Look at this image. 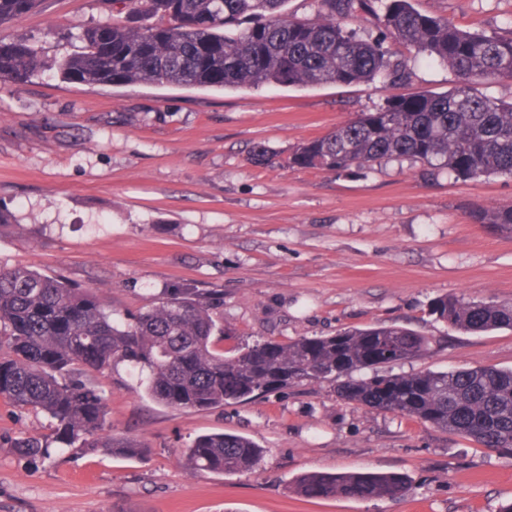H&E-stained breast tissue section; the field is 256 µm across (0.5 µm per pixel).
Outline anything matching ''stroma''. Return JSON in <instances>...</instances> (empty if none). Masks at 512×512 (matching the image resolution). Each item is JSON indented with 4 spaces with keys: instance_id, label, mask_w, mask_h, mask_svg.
<instances>
[{
    "instance_id": "1",
    "label": "stroma",
    "mask_w": 512,
    "mask_h": 512,
    "mask_svg": "<svg viewBox=\"0 0 512 512\" xmlns=\"http://www.w3.org/2000/svg\"><path fill=\"white\" fill-rule=\"evenodd\" d=\"M424 12L486 32L512 28V0H414ZM99 0H43L0 26L48 58L63 36L103 19ZM411 80L349 86L214 90L142 84L89 87L52 72L0 84V264L101 289L134 315L180 284L221 292L211 309L221 348L327 336L376 323L432 339L409 372L512 368V331L464 334L435 320L433 298L512 301V236L468 217L512 204V179L461 182L410 159L328 173L292 168L303 140L395 93H443L456 76L419 55ZM269 161L254 164L255 151ZM112 435L140 460L54 446L44 413L0 400V512H498L512 499V453L420 421L337 398L328 382L292 386L204 411L145 397L126 364L98 375ZM243 435L265 448L258 470L195 472L176 458L198 435ZM34 436L31 465L12 446ZM397 473L395 499L307 500L304 472Z\"/></svg>"
}]
</instances>
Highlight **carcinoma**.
Masks as SVG:
<instances>
[{
    "instance_id": "1",
    "label": "carcinoma",
    "mask_w": 512,
    "mask_h": 512,
    "mask_svg": "<svg viewBox=\"0 0 512 512\" xmlns=\"http://www.w3.org/2000/svg\"><path fill=\"white\" fill-rule=\"evenodd\" d=\"M41 0H0V25L35 11ZM110 14L81 28L80 45L54 61L37 43L0 40V83L18 84L48 69L64 83L93 87L140 84L210 89L403 84L408 59L424 54L448 67L457 83L445 93L392 95L328 133L299 143L288 166L327 172L409 158L456 181L512 178V102L475 92L479 81L512 82V30L486 34L416 9L412 0H317L318 14H288V0H104ZM157 22L141 24V18ZM372 21L377 38L359 36L354 19ZM477 224L512 234V205L469 213ZM436 320L463 333L512 330V303L436 297ZM221 332L191 288H169L156 306L122 319L96 288L24 266L0 265V398L52 420L56 441L128 459L144 449L108 432L107 406L95 374L127 363L145 374L155 402L208 410L316 381L335 383L339 399L370 412L393 413L512 452V369L392 374L431 339L394 324L347 328L334 336H299L246 344L230 356L214 348ZM371 370L370 376L359 372ZM14 447L46 455L36 437ZM264 449L239 435H200L179 462L218 475L258 469ZM395 473L299 475L306 499H392L408 489Z\"/></svg>"
}]
</instances>
